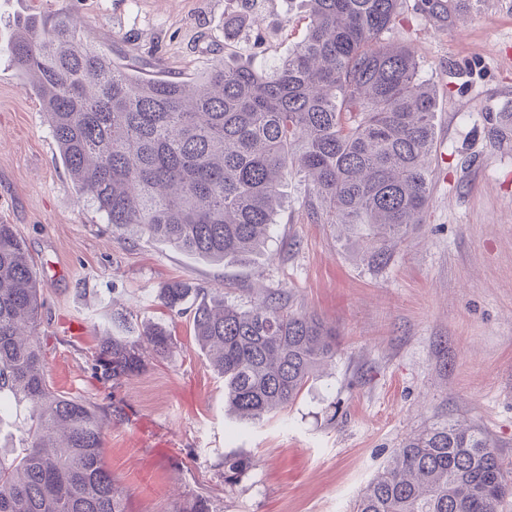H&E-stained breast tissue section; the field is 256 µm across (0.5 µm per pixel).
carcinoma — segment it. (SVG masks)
Returning a JSON list of instances; mask_svg holds the SVG:
<instances>
[{"label":"carcinoma","instance_id":"obj_1","mask_svg":"<svg viewBox=\"0 0 512 512\" xmlns=\"http://www.w3.org/2000/svg\"><path fill=\"white\" fill-rule=\"evenodd\" d=\"M307 25L271 64L218 60L196 84L144 78L84 39L66 14L16 25L7 53L42 100L81 197L112 233L145 236L211 262L250 260L281 207L282 181L309 187L315 214L366 236L369 261L423 223L431 185L436 93L416 50L386 42L400 0H304ZM193 288L169 283L179 312ZM43 299L14 226L0 224V415L27 408L26 443L0 455V512H127L105 463V412L52 391L38 342ZM197 344L224 378L240 423L286 409L336 359V330L268 294L248 307L224 295L194 306ZM95 376L113 386L139 371L143 350L172 356L166 325L112 312ZM255 461L224 455L231 486ZM504 462L484 429L434 424L406 439L366 487L356 512H498Z\"/></svg>","mask_w":512,"mask_h":512}]
</instances>
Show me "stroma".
Listing matches in <instances>:
<instances>
[{"mask_svg": "<svg viewBox=\"0 0 512 512\" xmlns=\"http://www.w3.org/2000/svg\"><path fill=\"white\" fill-rule=\"evenodd\" d=\"M445 3L432 13L403 0L384 35L416 48L419 76L437 94L436 134L425 222L375 267L361 240L316 219L295 176L248 263L117 237L80 199L39 99L5 52L19 20L65 12L147 76L196 80L217 59L233 67L286 55L305 31L302 0H0V223L15 226L34 260L52 388L114 412L105 461L128 512H173L198 495L215 512H354L405 438L447 420L495 438L512 478V136L488 134L491 112L512 103V0ZM232 13L246 25L228 44ZM173 280L223 289L241 306L260 288L281 297L335 328L336 359L284 412L235 425L191 318L158 304ZM121 308L164 323L176 351L113 387L91 364ZM240 452L256 465L225 486L222 461Z\"/></svg>", "mask_w": 512, "mask_h": 512, "instance_id": "35a3bbf8", "label": "stroma"}]
</instances>
